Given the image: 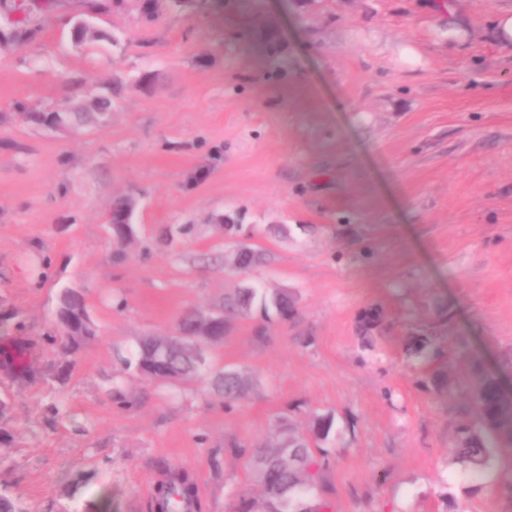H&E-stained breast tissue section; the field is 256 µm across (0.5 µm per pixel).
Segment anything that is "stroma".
Instances as JSON below:
<instances>
[{
    "mask_svg": "<svg viewBox=\"0 0 512 512\" xmlns=\"http://www.w3.org/2000/svg\"><path fill=\"white\" fill-rule=\"evenodd\" d=\"M223 2L153 0L147 25L144 0H58L26 39L38 0H0V346L26 339L32 370H0V483L24 512L105 496L110 512H155L157 482L185 466L202 512H233L259 496L233 445L275 446L281 422L330 414L333 512H512L497 490L512 447L481 472L453 454L476 420L473 364L512 390V47L490 29L512 0H457L474 32L462 49L438 0ZM79 21L97 39L76 40ZM85 82L126 92L84 128L22 120L23 105L94 111ZM119 196L135 202L120 243ZM241 244L265 262L238 269ZM248 288L287 293L295 317L253 303L205 349L203 377L155 381L116 360ZM67 290L96 331L72 355ZM371 306L384 321L367 344L356 317ZM414 334L440 356L409 357ZM228 369L242 400L215 387ZM432 372L454 390L424 387Z\"/></svg>",
    "mask_w": 512,
    "mask_h": 512,
    "instance_id": "1",
    "label": "stroma"
}]
</instances>
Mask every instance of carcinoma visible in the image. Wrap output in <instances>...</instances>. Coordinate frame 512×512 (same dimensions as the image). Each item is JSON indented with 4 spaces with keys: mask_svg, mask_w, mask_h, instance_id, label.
<instances>
[{
    "mask_svg": "<svg viewBox=\"0 0 512 512\" xmlns=\"http://www.w3.org/2000/svg\"><path fill=\"white\" fill-rule=\"evenodd\" d=\"M256 297V291L249 289L227 300L224 306V327L232 325L239 310L249 306ZM272 304L284 319L294 313L293 302L284 293H277ZM61 309L70 314L65 327L71 344L77 339L93 335L85 307L76 303L74 296L63 297ZM380 323V314L373 308L366 309L359 316L362 331L369 333ZM199 328L197 313H185L177 324L178 335L166 338L145 337L141 339L134 353L123 358L126 368L149 378L163 381H179L199 373L205 366L201 348L191 341L182 340L179 334ZM415 352L425 359L438 352L435 341L428 336L414 337ZM473 405L477 424H463L454 439V459L457 463L482 469L490 465L494 446H512V393L507 391L499 378L477 365L473 368ZM224 398L236 400L244 397L245 386L240 374L234 370L224 371L222 377ZM333 419L318 417L308 434L297 432L291 424L282 425L284 441L275 448H244L237 446L236 452L247 454L258 472L261 482V503L241 497L237 512H265L271 508L276 512H324L328 505L323 503L316 509L308 504L312 497L325 493L322 471L328 465L330 451L320 447L332 431ZM157 512H199L196 487L191 471L178 467L171 471L168 479L157 488ZM0 512H23L11 488L0 486Z\"/></svg>",
    "mask_w": 512,
    "mask_h": 512,
    "instance_id": "obj_1",
    "label": "carcinoma"
}]
</instances>
